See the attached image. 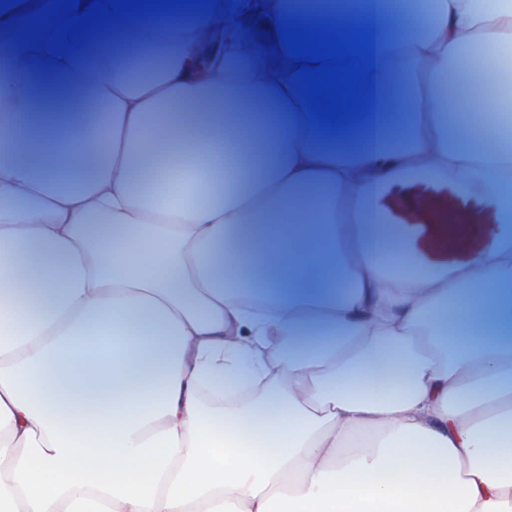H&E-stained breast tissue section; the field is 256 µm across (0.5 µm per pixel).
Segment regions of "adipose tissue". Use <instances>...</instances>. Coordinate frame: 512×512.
I'll use <instances>...</instances> for the list:
<instances>
[{
  "instance_id": "obj_1",
  "label": "adipose tissue",
  "mask_w": 512,
  "mask_h": 512,
  "mask_svg": "<svg viewBox=\"0 0 512 512\" xmlns=\"http://www.w3.org/2000/svg\"><path fill=\"white\" fill-rule=\"evenodd\" d=\"M277 13L374 21L373 126L315 134L204 16L105 33L108 80L68 60L36 87L0 50V512H512V127L506 83L470 89L512 73V0L243 11ZM85 89L102 164L70 137ZM242 366L260 393L203 401Z\"/></svg>"
}]
</instances>
